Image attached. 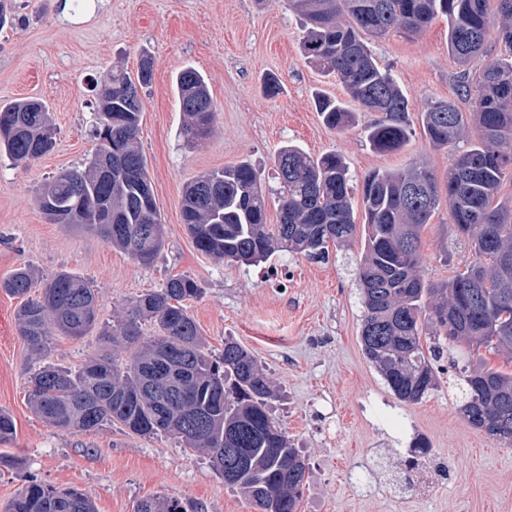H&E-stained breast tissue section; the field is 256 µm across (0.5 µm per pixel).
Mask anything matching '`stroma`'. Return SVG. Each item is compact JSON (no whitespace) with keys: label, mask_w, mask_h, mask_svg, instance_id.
I'll return each instance as SVG.
<instances>
[{"label":"stroma","mask_w":512,"mask_h":512,"mask_svg":"<svg viewBox=\"0 0 512 512\" xmlns=\"http://www.w3.org/2000/svg\"><path fill=\"white\" fill-rule=\"evenodd\" d=\"M15 18L0 29V103L38 99L57 128L54 150L31 163L0 160V280L18 267L39 278L69 272L97 292L100 324H113L129 301L188 275L203 288L188 301L213 354L233 338L264 365L279 396L272 414L299 448L307 467L298 512H512V446L471 427L458 410L456 373L439 377L433 395L400 404L359 343L363 319L355 280L361 242L331 251L325 262L278 252L265 264L237 266L198 251L181 217L187 183L206 172L251 161L275 187L273 157L285 143L312 156L340 154L354 181L373 170L415 163L447 172L452 152L429 144L421 114L434 100L472 109L459 91L461 68L448 51V22L435 19L417 36L392 32L370 41L380 67L406 94L409 143L396 153L374 151L366 139L369 115L338 131L325 126L313 95L345 92L302 54L305 36L287 0H83L62 15L61 0H0ZM153 59L141 91L139 142L147 158L165 246L142 265L90 230L50 223L36 204L42 184L78 168L95 148L97 82L113 67L137 73ZM193 66L207 79L216 105L213 132L191 142L173 89L175 74ZM281 91L266 95L267 74ZM427 279L445 282L473 260L467 239L455 236L447 206L421 231ZM19 299L0 292V409L16 424L0 455L22 458L0 467V512L29 479L78 488L96 512H135L155 495L192 505L196 512H254L245 496L224 483L206 454L171 435L140 437L120 425L63 433L27 403V383L39 364L77 369L103 353L98 331L79 339L55 334L43 357L33 356L15 322ZM423 438L440 468L427 487L405 489L400 461Z\"/></svg>","instance_id":"obj_1"}]
</instances>
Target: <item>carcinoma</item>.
Returning <instances> with one entry per match:
<instances>
[{
    "instance_id": "1",
    "label": "carcinoma",
    "mask_w": 512,
    "mask_h": 512,
    "mask_svg": "<svg viewBox=\"0 0 512 512\" xmlns=\"http://www.w3.org/2000/svg\"><path fill=\"white\" fill-rule=\"evenodd\" d=\"M304 22L305 58L336 76L346 99L314 95L324 125L339 131L354 121L355 103L375 115L366 126L373 150L403 149L412 133L408 100L391 73L376 63L365 36L392 31L408 36L437 16L448 19V49L462 66L481 57L472 82L460 75L459 89L472 100L466 114L444 100L430 102L421 115L423 132L436 148L455 149L444 178L423 164L397 171L373 170L352 184L336 153L312 157L287 143L275 154L279 220L267 223L266 188L248 160L205 173L186 187L182 221L198 251L230 264L255 265L277 251L310 260L329 258L331 247L355 236L352 199L361 192L365 213L363 251L355 268L364 318L362 349L395 398L418 404L440 383L435 364L445 345L469 351L490 348L512 358V201L494 203L512 171V0H288ZM491 40L505 52L491 55ZM152 61L140 62L137 78L114 68L96 101L92 157L54 176L37 196L53 224H74L100 234L134 260L149 265L164 247L163 224L147 159L138 142L144 109L136 87L151 80ZM184 133L206 139L216 106L206 78L192 66L175 81ZM479 138L459 146L469 123ZM0 154L14 163L53 151L55 125L45 102L22 99L0 106ZM447 205L455 232L468 238L475 258L452 280L434 284L422 270L421 229ZM41 286V295L29 297ZM0 291L22 299L17 311L20 335L29 348H50L53 332L83 337L95 328V290L85 279L59 273L38 282L24 265L0 281ZM202 294L188 276L169 279L130 303L126 316L101 331L112 354L86 361L76 370L43 366L30 376L29 403L43 421L64 433L94 432L119 424L138 436L169 434L206 453L224 472V453L237 449L246 466L224 480L240 490L259 512L267 493L279 494L280 512H297L306 473L305 458L271 413L276 397L262 363L232 339L216 356L188 313L185 301ZM150 321L156 335L143 337ZM463 418L503 445L512 446V371L461 363ZM8 512H95L91 499L36 479L11 500ZM136 512H188L181 501L149 497Z\"/></svg>"
}]
</instances>
